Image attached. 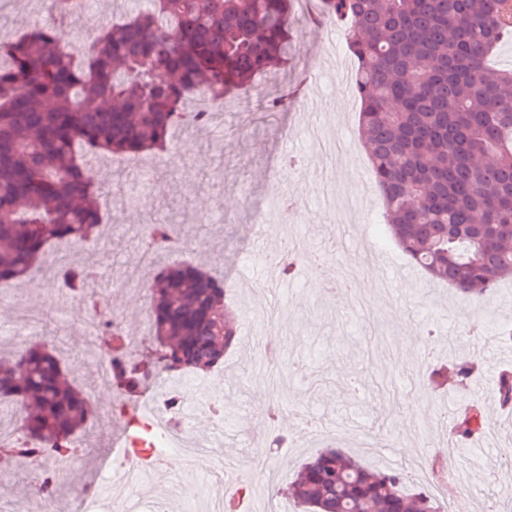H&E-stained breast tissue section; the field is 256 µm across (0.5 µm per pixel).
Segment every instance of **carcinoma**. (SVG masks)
Segmentation results:
<instances>
[{"instance_id": "obj_1", "label": "carcinoma", "mask_w": 512, "mask_h": 512, "mask_svg": "<svg viewBox=\"0 0 512 512\" xmlns=\"http://www.w3.org/2000/svg\"><path fill=\"white\" fill-rule=\"evenodd\" d=\"M322 16L346 24L357 60L359 133L384 219L398 248L432 279L483 295L512 275V71L486 61L512 34V0H323ZM102 31L83 55L57 18L79 0H48L52 19L0 43V286L34 277L63 239L98 245L103 224L87 162L104 154L156 155L171 132L210 123L189 110L218 107L288 59L290 0H142ZM153 238L180 245L164 216ZM89 265H62L60 287L89 293ZM150 290V335L168 372L208 373L224 364L237 327L224 282L197 266L167 268ZM143 361L113 367L134 397L152 376ZM496 395L512 405V371ZM21 429L11 454L64 457L97 419L44 344L0 357V405ZM483 426L467 403L450 436L465 444ZM403 473L373 471L337 448L304 463L289 488L307 512H439L428 492L402 487Z\"/></svg>"}]
</instances>
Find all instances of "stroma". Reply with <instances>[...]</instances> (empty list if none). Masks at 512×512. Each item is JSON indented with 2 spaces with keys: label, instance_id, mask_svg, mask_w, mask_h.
<instances>
[{
  "label": "stroma",
  "instance_id": "obj_1",
  "mask_svg": "<svg viewBox=\"0 0 512 512\" xmlns=\"http://www.w3.org/2000/svg\"><path fill=\"white\" fill-rule=\"evenodd\" d=\"M320 0L289 15L296 47L287 62L271 66L270 80L249 99L288 93L284 111L230 112L221 133L181 129L176 148L148 176L115 157L121 186L100 183L105 222L114 224L109 246L75 248L71 260L102 268L97 296L111 300L132 331L147 334L149 307L143 291L162 267L186 259L224 280L235 308L239 336L221 371L169 378L193 419L192 436L214 425L201 403L224 400V439L215 453H176L166 459L165 483L148 482L138 512L164 496L180 502V485L232 477L247 467L254 478L277 471L276 490L286 491L301 466L336 445L370 468L408 467L425 449L436 473L455 466L462 477L447 487L452 512H485L488 503H512V481L501 471L500 449L512 448V408L499 405L494 388L502 369H512V346L497 340L512 325V279L494 293L466 296L430 282L409 265L382 221L383 201L367 193L373 182L358 130L360 104L348 97L335 55L314 19ZM149 194L148 206L138 196ZM180 214L185 256L144 261L138 227L167 207ZM293 233L323 259V275L353 271L360 308L325 291L306 265L280 276L268 258L279 237ZM38 309L27 341L51 342L68 378L93 395L100 415L78 439L76 460L56 478L61 512H79L77 498L89 472L108 479L103 460L116 451L125 419L106 413L115 391L98 382L96 359L83 337L85 316L69 297L38 276L32 287H0V351H13L17 305ZM435 334L437 349L425 341ZM469 359L478 369L453 376ZM449 371L443 390L418 384L421 366ZM458 397L479 402L483 429L465 450L449 456L451 419L437 404ZM285 444L273 442L275 434Z\"/></svg>",
  "mask_w": 512,
  "mask_h": 512
}]
</instances>
